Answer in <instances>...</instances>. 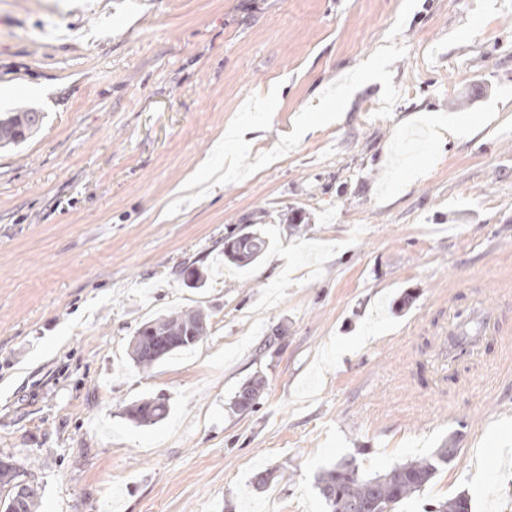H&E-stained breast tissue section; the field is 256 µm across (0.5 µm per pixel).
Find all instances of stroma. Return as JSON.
<instances>
[{"label": "stroma", "instance_id": "35a3bbf8", "mask_svg": "<svg viewBox=\"0 0 512 512\" xmlns=\"http://www.w3.org/2000/svg\"><path fill=\"white\" fill-rule=\"evenodd\" d=\"M23 106L45 120L0 149V457L39 512H324L337 460L451 436L394 512H512V0H0V113ZM244 229L270 247L239 268ZM191 309L208 336L135 366L138 328ZM156 396L166 420H128ZM267 248L265 238L258 232L241 231L224 241V256L230 262L244 267L260 258ZM465 324H468L466 320L459 322L455 329L448 334V355L452 357L460 356L468 348L481 344L483 341V336L477 331L471 335L464 332ZM263 387V382L259 379H253L245 383L236 395L234 406L240 411L252 409L258 403Z\"/></svg>", "mask_w": 512, "mask_h": 512}]
</instances>
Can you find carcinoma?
I'll use <instances>...</instances> for the list:
<instances>
[{
    "instance_id": "1",
    "label": "carcinoma",
    "mask_w": 512,
    "mask_h": 512,
    "mask_svg": "<svg viewBox=\"0 0 512 512\" xmlns=\"http://www.w3.org/2000/svg\"><path fill=\"white\" fill-rule=\"evenodd\" d=\"M44 115L33 109L9 112L0 118V144H19L32 136L42 125ZM265 238L256 231L240 232L224 241V256L244 267L267 250ZM181 274L189 288L204 286L207 275L194 265ZM460 322L448 334V355L458 357L483 341L479 332L469 334ZM208 333L207 317L199 309L171 312L143 324L133 337L131 359L136 366L149 369L176 352L196 346ZM263 382L253 379L236 395L234 406L246 411L258 403ZM169 412L164 398H148L135 402L127 411L129 420L139 426H150L163 420ZM453 442L432 455L396 464L382 473L365 477L354 458H342L317 478L316 487L328 512H392L394 506L417 493L429 483L456 455ZM435 512H470V500L464 493L436 505Z\"/></svg>"
}]
</instances>
